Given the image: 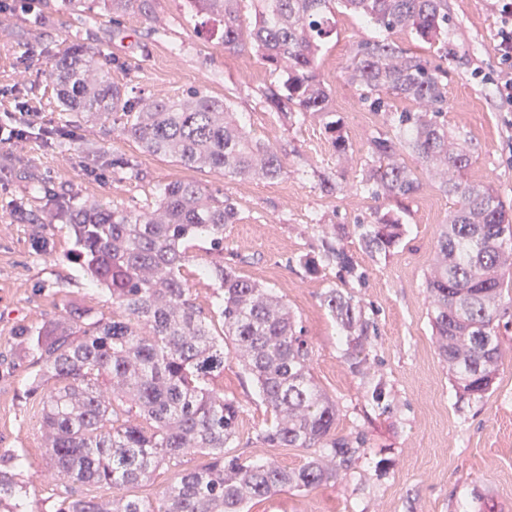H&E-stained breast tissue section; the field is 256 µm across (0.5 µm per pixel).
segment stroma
<instances>
[{"instance_id":"stroma-1","label":"stroma","mask_w":512,"mask_h":512,"mask_svg":"<svg viewBox=\"0 0 512 512\" xmlns=\"http://www.w3.org/2000/svg\"><path fill=\"white\" fill-rule=\"evenodd\" d=\"M453 34L448 56L404 32L390 33L400 47L448 70V127L471 150L468 181L491 186L512 204V112L504 111L488 76L498 68L493 0H448ZM214 21L188 12L184 0H152V12L113 21L101 0H33L28 11L0 14V455L14 456L29 486L30 512H56L66 496L51 480L41 430L40 394L30 389L39 371L22 357L19 333L64 315L67 306L112 314V297L83 277L74 260L75 239L64 215L68 204L97 203L129 210L153 208L157 191L175 181L226 194L240 211L224 232V259L273 289L297 315L313 348L312 373L336 402V434L360 441L348 471L310 491L284 490L251 501L248 512H459L475 496L479 512H512V327L501 333L502 358L492 390L477 403L459 402L448 365L438 355L424 281L441 224L456 198L441 177L416 169L418 194L404 203L405 234L389 253L371 256L356 236L344 245L363 268L365 281L339 282L333 266L305 271L300 261L319 258L322 227L371 222L375 202L355 183L367 161L368 141L386 130L382 114L369 111L347 80L354 45L378 38V29L350 13L336 15V36L321 54L320 75L351 149L336 157L322 123L312 116L286 126L268 111L260 92L276 76L251 48L225 51ZM100 51L114 83L135 101L177 97L197 90L230 99L255 137L286 156L287 176L232 179L222 170L186 167L147 152L112 121L60 111L49 70L73 44ZM34 121L52 138H11L12 129ZM129 165L113 167V158ZM343 172L348 186L328 196L318 187L324 172ZM342 285L377 327L369 336L370 379L382 380L393 405L383 414L367 400L369 379L355 375L343 356L341 331L321 303L327 288ZM214 384L236 398L242 411L230 454L272 460L296 469L309 453L271 448L257 435L270 415L250 375L235 357L224 360ZM187 452L163 463L128 496L155 501L176 475L206 464Z\"/></svg>"}]
</instances>
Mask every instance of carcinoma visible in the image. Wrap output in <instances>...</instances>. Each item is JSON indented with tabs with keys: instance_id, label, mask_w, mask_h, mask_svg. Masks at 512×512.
<instances>
[{
	"instance_id": "1",
	"label": "carcinoma",
	"mask_w": 512,
	"mask_h": 512,
	"mask_svg": "<svg viewBox=\"0 0 512 512\" xmlns=\"http://www.w3.org/2000/svg\"><path fill=\"white\" fill-rule=\"evenodd\" d=\"M220 24L226 51L247 46L278 74L262 92L265 107L291 123L309 115L322 120L336 156L351 143L330 108L331 91L317 74L323 47L336 36L341 8L382 32L404 30L448 56L453 25L448 0H253L254 20L244 23L242 0H185ZM112 18L150 12L149 0H103ZM50 78L66 111L112 118L146 151L188 166L221 169L237 178L277 179L288 174L279 152L250 135L221 100L192 90L179 98L158 96L140 107L96 56L73 46L51 66ZM371 112L388 128L372 136L357 189L369 198L408 200L421 187L404 161L408 152L425 168L461 173L470 162L466 141L448 131V70L387 39L353 48L347 71ZM401 98L423 106L396 111ZM457 147L448 148L450 139ZM323 193L344 190L339 176L319 177ZM443 191L459 200L437 240L426 278L430 323L440 356L448 363L461 399L482 400L492 389L501 357L503 276L512 269V217L489 186L446 179ZM239 220L232 198L209 194L189 182L159 190L153 210L102 205L72 207L77 260L89 279L112 293V316L73 307L25 333L26 350L41 369L32 387L54 381L43 400L46 454L57 480L71 486L103 484L112 498H66L57 512H245L249 502L285 488L309 490L334 482L352 463L353 442L336 436V404L310 369L311 349L288 304L224 262V229ZM402 215L387 209L353 229L339 224L321 239L323 261L339 280L365 278L341 246L352 233L371 255L389 251L402 236ZM209 243L211 260L194 277L214 288L223 338L190 299L184 275L190 242ZM322 304L345 335L352 371L369 373L367 339L372 327L360 302L329 288ZM233 353L255 381L271 420L257 435L271 447L310 451L305 464L288 470L272 461H244L224 452L236 434L240 402L213 380ZM368 397L383 413L393 411L385 384ZM193 450L209 457L201 468L178 474L152 503L123 493L147 480L166 460ZM26 484L0 458V512H22Z\"/></svg>"
}]
</instances>
